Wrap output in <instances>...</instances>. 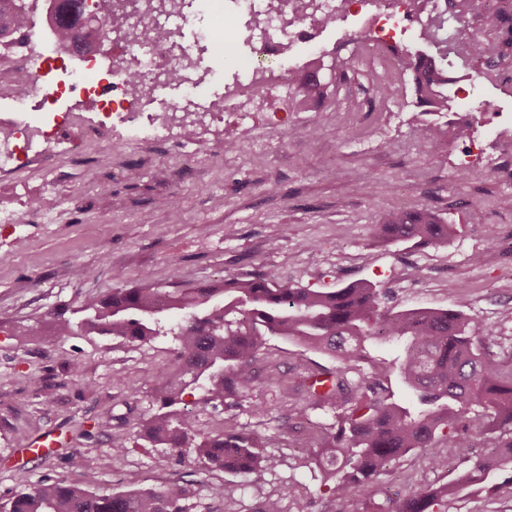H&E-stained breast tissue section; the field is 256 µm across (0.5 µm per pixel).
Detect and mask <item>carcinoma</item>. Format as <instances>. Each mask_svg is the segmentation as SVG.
<instances>
[{
	"mask_svg": "<svg viewBox=\"0 0 512 512\" xmlns=\"http://www.w3.org/2000/svg\"><path fill=\"white\" fill-rule=\"evenodd\" d=\"M420 39L439 40L441 21L427 12L419 17ZM25 23L17 0H0V45ZM467 55L484 66L476 76L487 79L500 62L512 57V29L495 44L473 32ZM417 102L440 114L452 111L448 72L424 51H406ZM323 93L322 84H301L296 107ZM448 130L440 123L422 126L418 144L425 152L441 147ZM384 238L440 242L454 225L428 210L393 209L379 215ZM164 294L165 303L156 296ZM72 320L64 313L31 318L17 325L15 336H36L47 330L59 337L80 330L86 334L120 337L144 343L172 335L177 341L175 370L151 382L149 391L158 411L140 423V436L184 457L193 449L209 465L244 476L259 485L278 459L260 451L261 438L235 427L214 435L200 432L194 416L176 408L198 392V401L217 407L250 392L255 364L265 336H279L311 351L333 356L332 370L312 371L305 388L313 399L345 409L336 431L323 434L306 460L318 471L336 502L365 501V512H448L460 488L481 485L490 492L512 494V355L493 351L498 332L481 319L454 310H401L388 305L386 292L360 280L342 288L320 291L281 283L269 277H224L202 288L161 291L145 280L117 288L79 309ZM393 346L392 363L410 398L388 401L380 380L361 388L348 374L383 346ZM493 436L494 449L473 461L451 480L417 486L409 495L389 500L386 507L372 501L373 481L389 463L415 448H427L428 464L448 473V459L457 448ZM84 486L46 480L0 505V512H191L188 489L170 483L158 489L99 495Z\"/></svg>",
	"mask_w": 512,
	"mask_h": 512,
	"instance_id": "1",
	"label": "carcinoma"
}]
</instances>
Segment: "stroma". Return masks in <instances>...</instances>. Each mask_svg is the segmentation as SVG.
<instances>
[{
	"mask_svg": "<svg viewBox=\"0 0 512 512\" xmlns=\"http://www.w3.org/2000/svg\"><path fill=\"white\" fill-rule=\"evenodd\" d=\"M475 30L487 39L499 35L486 0L473 15L449 20L448 45L427 48L443 57L449 76L472 74L455 42ZM322 39L347 61L346 76L322 75L323 99L299 113L287 100H263L253 121L233 128L241 150L225 151L219 130L188 164L175 139L138 146L107 138L105 154L82 162L58 152L52 188H44L36 158L0 176V206L18 217L0 224V503L49 479L83 484L94 470L97 494L177 482L196 512H255L275 494L282 512H339L305 465L317 431L335 428L339 410L311 402L300 386L309 371L335 368L334 358L271 337L247 396L218 408L186 397L202 433L233 425L264 438L279 464L255 486L140 439V421L157 410L147 383L176 365L172 337L138 344L80 332L11 333L13 323L77 309L146 277L167 290L224 276L267 275L321 290L366 279L388 290L399 308H451L483 319L499 332L497 353H512V155L490 138L476 151L451 138L437 151H420L418 126L460 122L461 110L441 117L418 105L405 75L395 97L380 98L374 77L382 62L348 22L335 23ZM468 91L493 104L474 121L511 136L512 60L502 63L499 80L473 77ZM394 111L403 123L391 121ZM301 117L318 127V141L292 135ZM465 160L472 174L463 179L458 166ZM386 208L433 210L457 232L434 245L382 241L376 220ZM91 224L104 225L101 237L88 235ZM45 435L55 446L31 454L30 442ZM119 437L127 450L116 457L111 442ZM427 454L419 448L393 460L374 485V502L438 480ZM220 483L230 493L224 501L209 496L210 485Z\"/></svg>",
	"mask_w": 512,
	"mask_h": 512,
	"instance_id": "stroma-1",
	"label": "stroma"
}]
</instances>
